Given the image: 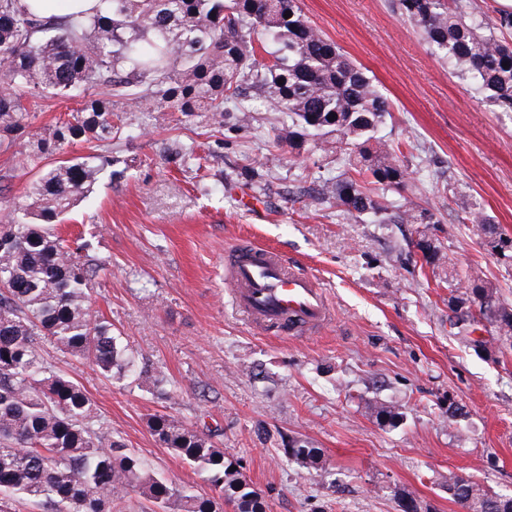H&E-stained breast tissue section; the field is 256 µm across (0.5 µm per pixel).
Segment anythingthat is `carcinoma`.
Listing matches in <instances>:
<instances>
[{"label": "carcinoma", "instance_id": "cac0c4a2", "mask_svg": "<svg viewBox=\"0 0 512 512\" xmlns=\"http://www.w3.org/2000/svg\"><path fill=\"white\" fill-rule=\"evenodd\" d=\"M90 15L44 19L23 0H0V138L26 128L23 94L70 96L97 90L79 112L24 146L25 162L39 180L30 203L0 226V512L26 500L42 512H122L129 490L138 488L163 512H265V501L231 469L212 437L168 415L148 427L155 440L203 475L212 495L176 488L153 477L147 463L102 433L95 403L43 356L49 343L110 378L134 364L112 323L88 305L99 265L87 245L61 238L59 223L99 179L107 156L90 152L46 167L42 162L64 144L81 140L109 147L125 128L116 99L140 107L160 98L176 112L217 114L224 102L241 105L248 93L271 112L288 118V146L300 127L316 136L314 147L343 151L348 169L324 183L348 220L373 224H437L427 208L389 199L405 191L408 167L400 147L375 133L391 112L390 100L363 69L303 16L299 0H100ZM452 73L472 81L483 99L512 112V42L498 32L512 16L491 17L467 0H391ZM289 18H284L286 12ZM279 44L267 61L261 36ZM459 222L481 229L494 253L512 261V237L471 207ZM451 303L479 304L494 295L468 270L448 274ZM383 426L403 417L396 405H376ZM288 456L307 472L324 468L320 449L288 442ZM448 495L471 512H499L500 493L456 476Z\"/></svg>", "mask_w": 512, "mask_h": 512}]
</instances>
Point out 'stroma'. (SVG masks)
<instances>
[{
  "mask_svg": "<svg viewBox=\"0 0 512 512\" xmlns=\"http://www.w3.org/2000/svg\"><path fill=\"white\" fill-rule=\"evenodd\" d=\"M305 18L334 41L392 101L378 135L408 140L406 198L433 224L345 220L334 197L312 201L342 163L276 149L283 116L246 98L249 125L226 112L207 119L167 104L131 110L132 138L112 143L110 172L68 215L102 267L92 308L111 321L137 364L163 378V393L137 375L108 379L46 348L55 369L94 401L104 430L167 484L209 487L151 435L165 414L210 429L225 458L263 496L267 512H465L448 481L467 476L512 492V340L482 318L475 347L452 326L451 267L472 268L512 308V265L476 227L457 220L479 205L512 234V112L482 101L392 12L388 0H300ZM80 99L30 100L26 131L0 146V225L28 199L37 175L21 152L29 134L77 111ZM192 150L201 164L183 162ZM251 241L313 275L328 320L282 336L239 313L224 285V254ZM439 261L427 262L425 246ZM399 404L402 422L380 425L373 403ZM291 438L320 448L325 468L291 462Z\"/></svg>",
  "mask_w": 512,
  "mask_h": 512,
  "instance_id": "stroma-1",
  "label": "stroma"
}]
</instances>
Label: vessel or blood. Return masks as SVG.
<instances>
[{"mask_svg": "<svg viewBox=\"0 0 512 512\" xmlns=\"http://www.w3.org/2000/svg\"><path fill=\"white\" fill-rule=\"evenodd\" d=\"M226 283L253 322L293 336L322 325L329 310L321 288L279 251L241 244L224 255Z\"/></svg>", "mask_w": 512, "mask_h": 512, "instance_id": "obj_1", "label": "vessel or blood"}]
</instances>
